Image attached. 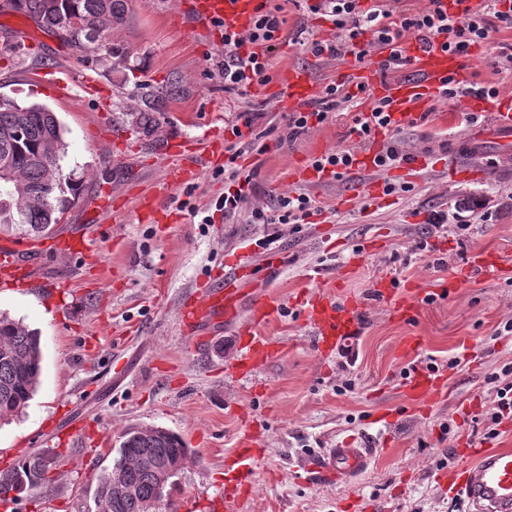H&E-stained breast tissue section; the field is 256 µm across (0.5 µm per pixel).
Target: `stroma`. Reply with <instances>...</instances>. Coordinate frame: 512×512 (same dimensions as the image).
Listing matches in <instances>:
<instances>
[{"label":"stroma","mask_w":512,"mask_h":512,"mask_svg":"<svg viewBox=\"0 0 512 512\" xmlns=\"http://www.w3.org/2000/svg\"><path fill=\"white\" fill-rule=\"evenodd\" d=\"M191 0H132L126 26L113 30L91 64L43 35L40 49L0 42V96L56 112L65 127L61 164L74 190L58 224L25 252L45 279L61 285L55 299L30 288L0 291V312L37 332L40 385L17 415L0 422V451L16 460L40 453L57 462L49 482L21 495L14 512H96L95 493L111 469L125 432L162 427L187 444L190 459L165 489L156 512H211L224 491L227 465L246 431L258 437L253 481L238 512H468L448 483L466 463L465 440L483 441L489 408L487 377L512 363V133L461 127L451 102H436L397 141L427 157L412 192L384 194L394 171H371L375 193L342 205L344 183H289L288 172L355 144L350 115L286 140L281 113L262 103L263 88L228 92L219 74L223 28L199 36L181 29ZM495 44L462 61L460 75L477 86L495 81L512 93V75L495 74ZM310 67L319 84L337 77L339 61H314L300 45L276 52L274 76ZM89 75L110 98L98 109L74 88L57 96L52 74ZM256 111L255 132L270 149L239 160L253 171L252 204L304 191L319 202L304 224H251L227 216L224 154L200 176L165 188L167 145L192 152L206 132L223 129L238 108ZM149 123H142V116ZM483 170L481 178L449 179L450 163ZM112 195V209L98 205ZM155 200V218L141 201ZM470 196L489 200L492 219L457 234L432 220L452 215ZM93 231L96 260L54 251L58 235L82 241ZM238 264L243 292L277 296L282 306L262 327L279 353L255 370L226 373L241 344L247 309L219 323L194 346L178 310L199 290L222 281ZM464 280L434 301L419 291ZM330 287L334 300L357 301L362 330L352 337L354 367L341 369L337 346L320 342L302 304ZM475 359H464L467 349ZM457 367H448L450 359ZM439 366L448 392L432 406L413 404L405 368ZM355 443L374 454L345 482L318 481L307 464L331 448Z\"/></svg>","instance_id":"stroma-1"}]
</instances>
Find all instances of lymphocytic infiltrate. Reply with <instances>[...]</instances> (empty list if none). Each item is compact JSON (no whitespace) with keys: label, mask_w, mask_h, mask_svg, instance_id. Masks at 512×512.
I'll return each instance as SVG.
<instances>
[{"label":"lymphocytic infiltrate","mask_w":512,"mask_h":512,"mask_svg":"<svg viewBox=\"0 0 512 512\" xmlns=\"http://www.w3.org/2000/svg\"><path fill=\"white\" fill-rule=\"evenodd\" d=\"M299 0H259L246 34L228 30L224 33V63L220 73L225 90L263 87L273 79L271 59L280 47L293 42L286 28L288 5ZM396 0H370L361 7L360 0H314L311 13L321 15L333 30L331 38L305 42L307 53L320 59L330 56L354 58L363 62L383 45L400 43L404 36L417 39L424 48H437L451 55L469 56L471 48L489 42L493 35H502L498 44L497 71H512V0H471L459 12L442 8L412 11L399 10ZM388 99L375 97L365 86H352L350 80L331 81L320 97L304 107L286 113L284 119L289 137H296L324 124L334 112L352 115V134L367 141L380 130L400 133L394 125ZM256 115L238 112L231 127V139L224 147V196L217 207L225 215L247 212L252 224H301L316 208L315 199L306 192L280 197L268 209L251 206L248 191L253 176L243 173L237 164L245 155L260 156L267 145L252 128Z\"/></svg>","instance_id":"obj_1"}]
</instances>
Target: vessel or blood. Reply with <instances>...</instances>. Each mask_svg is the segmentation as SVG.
Masks as SVG:
<instances>
[{
    "label": "vessel or blood",
    "mask_w": 512,
    "mask_h": 512,
    "mask_svg": "<svg viewBox=\"0 0 512 512\" xmlns=\"http://www.w3.org/2000/svg\"><path fill=\"white\" fill-rule=\"evenodd\" d=\"M255 7V0H197L194 16L197 21L223 20L234 31L246 32ZM404 56L415 64L420 80L384 83L378 80L373 67L356 69L353 77L378 96L393 102L394 121L407 123L420 117L429 103L440 95L442 77L456 73L459 60L456 56L438 50L424 52L414 39L401 43ZM319 94L317 84L302 68H292L281 81L275 99L280 110L288 111L315 99ZM459 104L474 114L490 113L492 123L498 128L512 130V96L503 98L495 108H488L486 100L478 93L462 96ZM203 169L197 156L173 158L166 173V187L180 186L187 179L198 178ZM24 244H0V288L33 287L35 280L21 256ZM241 299V292L234 279L207 288L200 300L183 304L180 322L187 333L196 335L211 321L223 318L233 311ZM280 301L264 293L258 295L251 306L247 322L240 330L248 341L228 365L229 370L254 367L273 356L275 342L258 335L256 328L278 310ZM359 306L350 302L339 305L330 293L313 291L306 309L308 322L322 338L342 340L357 335L360 325L357 318ZM412 399L419 405H433L442 400L447 388L444 382L421 372L412 385ZM465 455L468 465L448 486L451 495L466 498L470 512H512V449L488 448L475 441H467ZM370 453L365 448H333L310 465V471L321 480L341 482L365 469Z\"/></svg>",
    "instance_id": "obj_1"
}]
</instances>
